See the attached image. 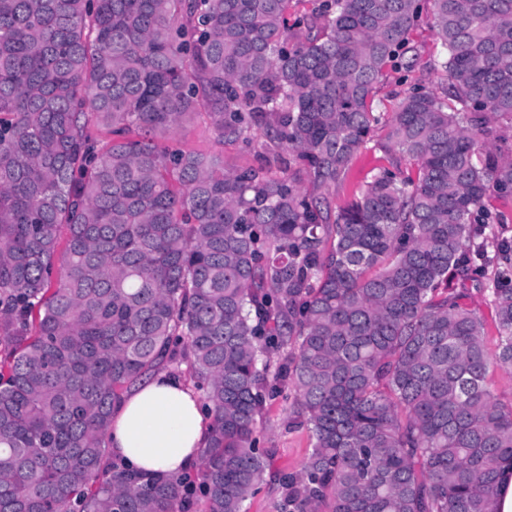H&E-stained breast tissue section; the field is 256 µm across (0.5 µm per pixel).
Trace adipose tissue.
<instances>
[{
  "label": "adipose tissue",
  "mask_w": 512,
  "mask_h": 512,
  "mask_svg": "<svg viewBox=\"0 0 512 512\" xmlns=\"http://www.w3.org/2000/svg\"><path fill=\"white\" fill-rule=\"evenodd\" d=\"M206 437V414L198 397L179 380L156 373L125 394L108 445L126 468L149 479L195 467Z\"/></svg>",
  "instance_id": "1"
}]
</instances>
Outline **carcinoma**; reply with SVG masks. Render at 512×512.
<instances>
[{
	"mask_svg": "<svg viewBox=\"0 0 512 512\" xmlns=\"http://www.w3.org/2000/svg\"><path fill=\"white\" fill-rule=\"evenodd\" d=\"M293 2L0 0V512H184L185 476L146 481L107 446L125 392L180 356L210 414L201 512L255 493L278 397L314 439L278 512H496L512 243L488 255L474 213L512 195L489 152L512 140V0H432L455 105L413 88L386 126L415 174L339 210L419 0L292 22ZM199 112L222 142L263 127L265 167L164 143ZM488 266L492 358L465 303ZM492 390L503 405H512V371L492 368L489 375Z\"/></svg>",
	"mask_w": 512,
	"mask_h": 512,
	"instance_id": "1",
	"label": "carcinoma"
}]
</instances>
